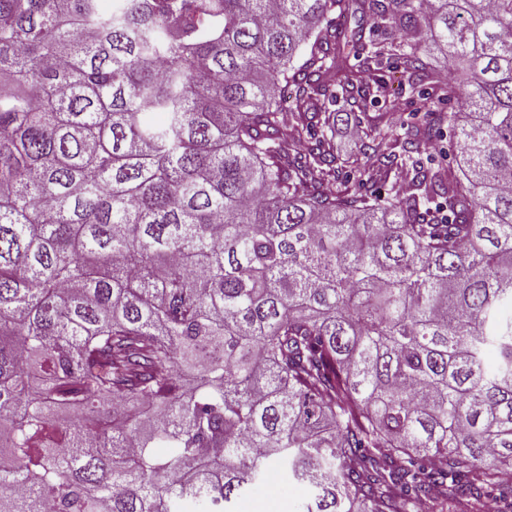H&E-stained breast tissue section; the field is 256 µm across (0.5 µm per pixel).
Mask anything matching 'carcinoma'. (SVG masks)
Returning <instances> with one entry per match:
<instances>
[{
	"label": "carcinoma",
	"mask_w": 512,
	"mask_h": 512,
	"mask_svg": "<svg viewBox=\"0 0 512 512\" xmlns=\"http://www.w3.org/2000/svg\"><path fill=\"white\" fill-rule=\"evenodd\" d=\"M352 8L417 40L350 56ZM393 57L456 166L426 118L354 167L413 193L335 191L328 104ZM510 174L512 0H0V512H233L270 468L303 512H493ZM442 129H441V132H442V136H441V140L439 141L438 143V147L437 149L434 151L433 148H426V149H422L421 151V157L423 159V162L425 163V165H430V166H433V167H443V168H447L448 167V161H451L452 159V154H453V146H452V142L449 140V137H448V129H447V126L446 124H444L443 126H440ZM428 155H431L429 156L428 160H427V156Z\"/></svg>",
	"instance_id": "carcinoma-1"
}]
</instances>
